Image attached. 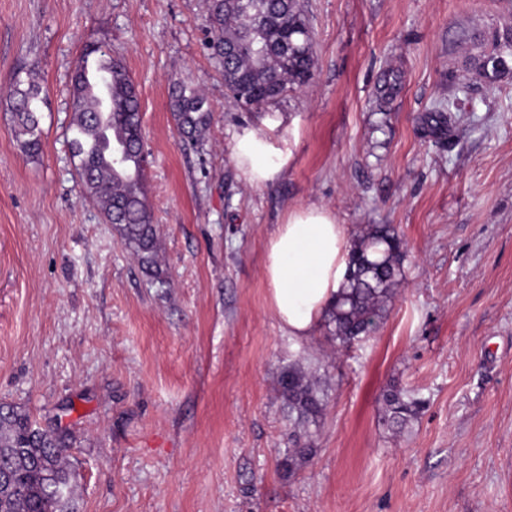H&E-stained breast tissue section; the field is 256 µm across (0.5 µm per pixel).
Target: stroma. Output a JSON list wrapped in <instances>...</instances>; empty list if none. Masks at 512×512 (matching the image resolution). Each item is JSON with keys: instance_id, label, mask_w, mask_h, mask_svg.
Segmentation results:
<instances>
[{"instance_id": "obj_1", "label": "stroma", "mask_w": 512, "mask_h": 512, "mask_svg": "<svg viewBox=\"0 0 512 512\" xmlns=\"http://www.w3.org/2000/svg\"><path fill=\"white\" fill-rule=\"evenodd\" d=\"M299 4L312 79L242 109L204 47V0H0V402L71 430L76 512H512V79L485 86L458 47L512 26V0ZM90 42L139 92L162 288L80 193L69 89ZM16 73L45 98L34 160ZM181 82L212 106L194 145L170 111ZM245 127L290 155L268 184L233 164ZM310 205L406 243L383 320L347 349L322 325L288 336L271 308L268 241ZM297 364L321 367L325 408L287 475L279 379ZM393 381L426 401L400 433ZM42 89L34 81L15 76L7 89L11 111L15 117V138L27 158H36L42 150L40 112Z\"/></svg>"}]
</instances>
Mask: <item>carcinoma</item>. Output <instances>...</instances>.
I'll use <instances>...</instances> for the list:
<instances>
[{"instance_id":"1","label":"carcinoma","mask_w":512,"mask_h":512,"mask_svg":"<svg viewBox=\"0 0 512 512\" xmlns=\"http://www.w3.org/2000/svg\"><path fill=\"white\" fill-rule=\"evenodd\" d=\"M206 48L224 76L229 99L249 107L282 97L288 88L306 83L315 60L308 22L297 0H254L248 10L237 0H207ZM479 39L512 64V45L502 42L499 29L465 33L460 43ZM298 51L283 58L277 48L286 41ZM42 89L16 76L7 89L15 117L20 151L36 158L42 150L40 104ZM73 118L69 141L78 159L80 193L93 199L124 244L159 286L166 280L158 269V239L144 186L146 157L140 101L125 68L98 44L81 53L72 78ZM176 128L195 140L206 130L211 105L201 91L177 83L171 89ZM404 246L391 224H369L352 247L346 285L328 312L327 327L336 345L351 346L372 332L383 318L385 302L402 275ZM288 420L303 428L317 423L324 393L316 372L291 366L279 382ZM384 421L405 428L426 404L418 393L392 384L382 394ZM71 432L40 428L30 415L0 404V512H74L68 450ZM314 454L308 434H294L280 465L289 474Z\"/></svg>"}]
</instances>
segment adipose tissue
Masks as SVG:
<instances>
[{
    "label": "adipose tissue",
    "mask_w": 512,
    "mask_h": 512,
    "mask_svg": "<svg viewBox=\"0 0 512 512\" xmlns=\"http://www.w3.org/2000/svg\"><path fill=\"white\" fill-rule=\"evenodd\" d=\"M233 160L249 183L264 185L279 176L289 156L266 134L246 127L235 136ZM351 248L346 227L321 206L291 211L278 226L265 273L271 306L289 335L312 336L345 281Z\"/></svg>",
    "instance_id": "obj_1"
}]
</instances>
